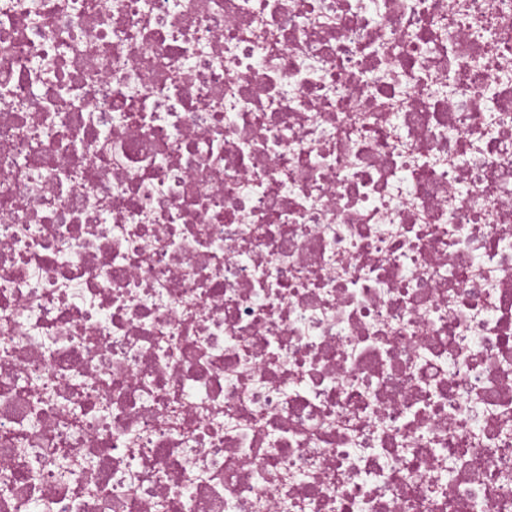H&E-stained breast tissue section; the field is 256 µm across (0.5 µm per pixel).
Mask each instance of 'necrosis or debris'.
<instances>
[{
	"mask_svg": "<svg viewBox=\"0 0 512 512\" xmlns=\"http://www.w3.org/2000/svg\"><path fill=\"white\" fill-rule=\"evenodd\" d=\"M0 512H512V0H0Z\"/></svg>",
	"mask_w": 512,
	"mask_h": 512,
	"instance_id": "4bbe7bcc",
	"label": "necrosis or debris"
}]
</instances>
